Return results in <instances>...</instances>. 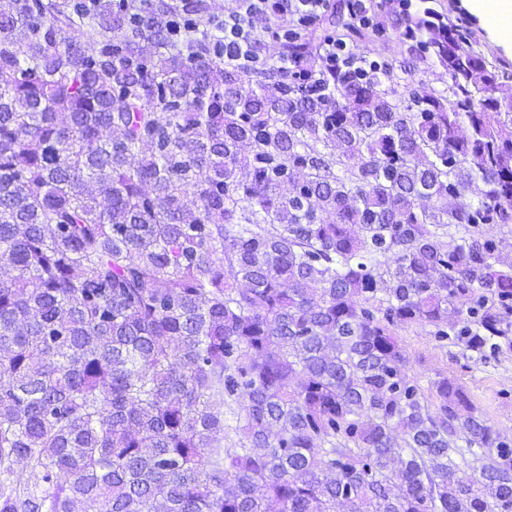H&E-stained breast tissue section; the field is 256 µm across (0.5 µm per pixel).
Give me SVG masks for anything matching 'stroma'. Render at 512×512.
<instances>
[{
    "instance_id": "obj_1",
    "label": "stroma",
    "mask_w": 512,
    "mask_h": 512,
    "mask_svg": "<svg viewBox=\"0 0 512 512\" xmlns=\"http://www.w3.org/2000/svg\"><path fill=\"white\" fill-rule=\"evenodd\" d=\"M451 17H464L482 45L512 64V48L502 45L488 19L471 13L467 0H437ZM413 384L427 388L439 375L454 377L470 393L488 424L501 439L512 441V353H480L438 341L432 327L405 325L397 330Z\"/></svg>"
}]
</instances>
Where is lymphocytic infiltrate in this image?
Listing matches in <instances>:
<instances>
[{"label": "lymphocytic infiltrate", "instance_id": "1", "mask_svg": "<svg viewBox=\"0 0 512 512\" xmlns=\"http://www.w3.org/2000/svg\"><path fill=\"white\" fill-rule=\"evenodd\" d=\"M166 46L189 56L210 55L224 62L248 60L257 34L256 16H265L278 40L299 36L323 10L324 0H231L222 15L187 10L185 0H167Z\"/></svg>", "mask_w": 512, "mask_h": 512}]
</instances>
